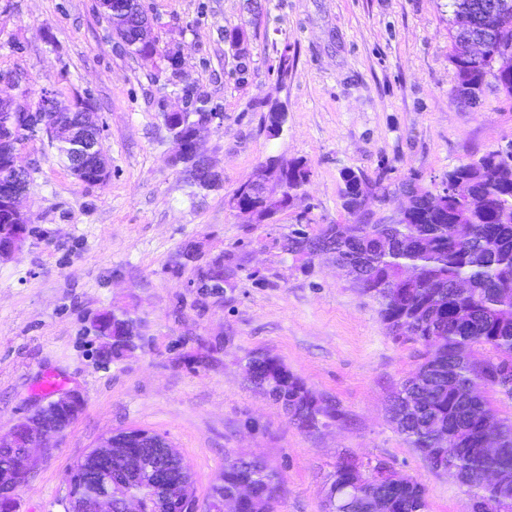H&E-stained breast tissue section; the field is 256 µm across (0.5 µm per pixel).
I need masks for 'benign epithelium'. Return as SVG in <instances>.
I'll use <instances>...</instances> for the list:
<instances>
[{"mask_svg": "<svg viewBox=\"0 0 512 512\" xmlns=\"http://www.w3.org/2000/svg\"><path fill=\"white\" fill-rule=\"evenodd\" d=\"M99 9L108 18L115 36L123 46L157 47L151 31V20L142 11L141 0H129L123 10H115L112 0H98ZM460 48L465 56L473 61L482 58L485 38L473 39L466 33L460 40ZM13 112H30L33 115L34 130L45 136L55 147L64 146L70 155V172L81 182L102 184L109 177V166L102 159L101 127L93 100L76 96L69 102L59 100L56 94L44 88L32 98L27 95L5 97L0 95V146L5 147L20 165L18 145L22 130L10 120ZM59 112H80L77 123L54 122ZM181 119L177 128H189L191 146L185 148L176 135L171 138L176 146L172 163L175 166L189 165L192 181L200 182L205 176L217 172L215 166L200 150L202 131L209 128L213 118L191 119L186 111H180ZM348 179L346 188L348 199L365 207L372 194L363 188V182ZM259 190L260 201L257 205L245 207L238 213L249 217L252 224H269L294 199V190L288 188V167L277 161H267L258 167L251 179L241 188ZM29 190V180L9 186L0 194V208L12 213L18 220L11 241L0 245V259L11 255L21 248L27 239L28 219L23 210V201ZM83 410V399L76 391H67L39 406L20 419L10 430L0 433V448L11 450V461L0 467V486L11 491L26 485L36 473L42 459L54 448V441L77 419ZM156 448L163 449L165 464L156 471H144L137 453L139 444L128 443L118 434L106 437L102 443L91 450V457L105 462L112 470V481L103 492L79 500L66 487V512H112L119 505L120 512H142L140 498L131 490L134 484H148L158 493L157 512H243L246 503L252 501V488L239 487L230 495L224 491L210 492L201 503L192 492V477L184 462L175 458L171 444L161 435L150 432L140 434Z\"/></svg>", "mask_w": 512, "mask_h": 512, "instance_id": "obj_1", "label": "benign epithelium"}]
</instances>
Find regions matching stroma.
I'll return each mask as SVG.
<instances>
[{
    "label": "stroma",
    "mask_w": 512,
    "mask_h": 512,
    "mask_svg": "<svg viewBox=\"0 0 512 512\" xmlns=\"http://www.w3.org/2000/svg\"><path fill=\"white\" fill-rule=\"evenodd\" d=\"M160 48H180L184 77L113 36L96 0H0L4 87L91 97L110 177L77 182L47 139L28 140L30 234L0 260V432L57 393L84 410L18 491L19 512H65L76 460L112 433L163 435L198 498L230 456L257 457L277 477L272 512H324L337 461H382L421 481L429 512H467L457 482L427 467L390 420L423 347L391 335L379 305L328 257L309 271L279 247L299 225L345 224L342 172L369 180L370 223L394 217L396 188L512 145V94L487 77L478 107L456 98L451 0H142ZM289 62L287 76L278 72ZM222 116L201 146L219 188L193 194L163 115L186 99ZM285 112L269 136L270 109ZM309 170L272 224H248L228 201L268 157ZM202 259L234 253L232 285L198 287ZM123 310L135 350L100 355L93 315ZM280 359L342 416L299 427L246 378L249 354ZM57 380L49 388L48 380Z\"/></svg>",
    "instance_id": "35a3bbf8"
}]
</instances>
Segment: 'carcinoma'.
<instances>
[{"mask_svg": "<svg viewBox=\"0 0 512 512\" xmlns=\"http://www.w3.org/2000/svg\"><path fill=\"white\" fill-rule=\"evenodd\" d=\"M508 50L512 24L489 36L479 64L455 52L458 84L482 91L492 63ZM496 157L490 151L451 169L482 199L479 206L460 197L434 207L411 179L400 184L417 202L408 224H371L363 208L349 206L353 224L297 229L281 243L295 261L331 256L378 302L391 334L424 347L415 376L390 399V418L430 470L454 476L469 512H483V505L505 494L512 499V436L502 438L484 423L494 414L487 391L512 400V389L503 387L512 381V169H499ZM93 327L112 336L107 355L128 354L124 336L133 335L135 320L126 313L104 311ZM247 365L250 382L286 406L300 427L315 430L339 417L335 402L312 391L279 359L254 354ZM443 440L452 455L437 451ZM494 446L499 451L489 452ZM488 471L497 474L496 482L483 480ZM222 474L224 491L249 481L262 509L270 510L276 475L262 460L228 458ZM330 500L334 512H371L375 502L386 512H428L421 482L387 473L382 461L364 473L350 456L336 463Z\"/></svg>", "mask_w": 512, "mask_h": 512, "instance_id": "obj_1", "label": "carcinoma"}]
</instances>
